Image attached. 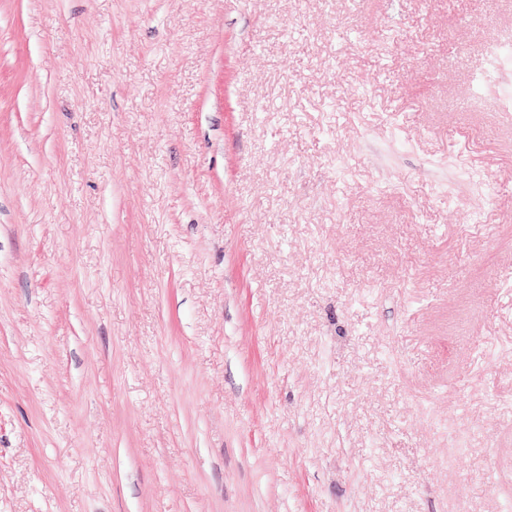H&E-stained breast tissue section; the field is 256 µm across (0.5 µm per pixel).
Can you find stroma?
I'll use <instances>...</instances> for the list:
<instances>
[{
    "label": "stroma",
    "instance_id": "stroma-1",
    "mask_svg": "<svg viewBox=\"0 0 512 512\" xmlns=\"http://www.w3.org/2000/svg\"><path fill=\"white\" fill-rule=\"evenodd\" d=\"M0 512H512V0H0Z\"/></svg>",
    "mask_w": 512,
    "mask_h": 512
}]
</instances>
